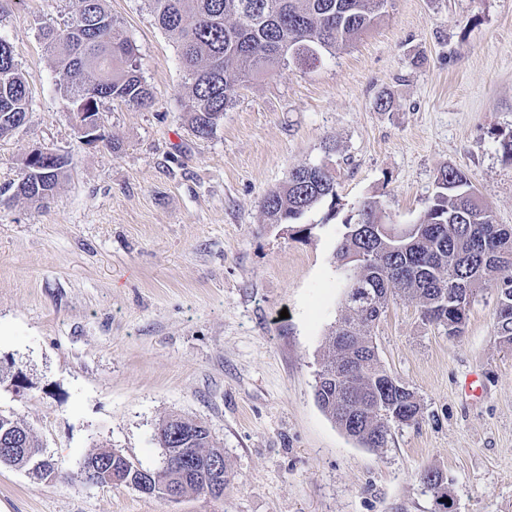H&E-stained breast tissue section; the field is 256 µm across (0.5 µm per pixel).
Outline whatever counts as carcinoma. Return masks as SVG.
<instances>
[{"mask_svg": "<svg viewBox=\"0 0 512 512\" xmlns=\"http://www.w3.org/2000/svg\"><path fill=\"white\" fill-rule=\"evenodd\" d=\"M387 5L388 0H147L159 27L177 38L191 90L190 123L200 137L214 132L254 76L292 65L311 67L323 54L347 49L385 16ZM43 39L67 103L86 101L96 108L106 100L140 106L152 101L137 49L105 0H79L75 18L47 27ZM30 101L29 81L10 44L0 38V137L25 119ZM66 166L65 160L27 161L11 185L13 196L44 206ZM435 186L416 226L399 240L374 232L382 223L380 203L363 201L357 221L344 224L334 253L346 281L344 313L325 337L314 397L346 438L363 448L387 447L391 426L415 424L421 413L415 392L380 365L372 343L371 331L390 298L416 302L423 321L458 336L480 287L495 277L494 331L500 344L512 348V226L495 222L464 170L440 169ZM336 196V178L328 168L298 164L264 197L262 213L268 224H294ZM352 252L361 259L346 270L343 260ZM157 439L162 448L188 449L189 456L152 470L158 484L176 482L184 495L201 494L204 476L194 464L200 455L218 460L224 486L231 484L224 449L214 447L206 426L170 416ZM31 454H40L39 444L26 425L15 419L8 432L0 426V466L27 469ZM96 465L112 470L120 484L135 481L113 452L96 454ZM422 480L438 512H448L442 474L428 469Z\"/></svg>", "mask_w": 512, "mask_h": 512, "instance_id": "cac0c4a2", "label": "carcinoma"}]
</instances>
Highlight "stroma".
<instances>
[{
  "label": "stroma",
  "mask_w": 512,
  "mask_h": 512,
  "mask_svg": "<svg viewBox=\"0 0 512 512\" xmlns=\"http://www.w3.org/2000/svg\"><path fill=\"white\" fill-rule=\"evenodd\" d=\"M106 6L153 101L104 102L108 141L89 145L42 40L78 0H0V38L31 91L25 123L0 138V188L34 149L69 159L46 207L0 202V413L62 469L50 481L0 466V512H434L427 468L443 473L453 512H512V350L494 334V282L455 337L414 301L389 300L373 343L423 410L392 426L387 447L347 440L314 399L341 316L334 252L366 198L382 201L384 222L413 223L438 170L456 166L512 225L499 147L512 133V0H391L348 51L241 88L206 138L191 129L175 37L144 0ZM300 163L332 170L336 204L266 223L264 197ZM172 415L223 448V499L86 483L84 458L103 450L160 467Z\"/></svg>",
  "instance_id": "obj_1"
}]
</instances>
